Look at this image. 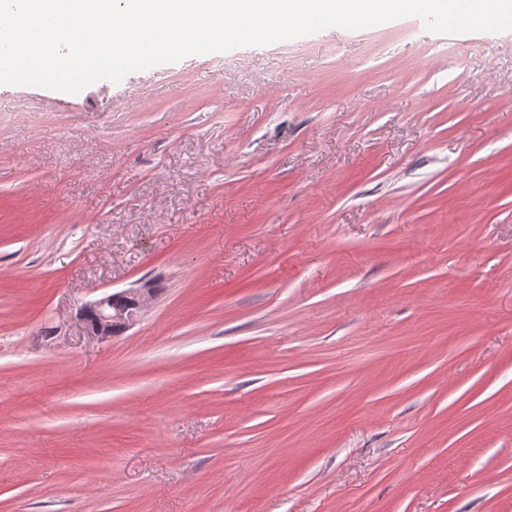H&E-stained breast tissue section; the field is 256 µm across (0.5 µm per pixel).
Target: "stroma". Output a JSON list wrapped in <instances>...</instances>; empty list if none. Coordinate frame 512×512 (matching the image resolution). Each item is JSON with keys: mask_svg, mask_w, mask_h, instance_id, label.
<instances>
[{"mask_svg": "<svg viewBox=\"0 0 512 512\" xmlns=\"http://www.w3.org/2000/svg\"><path fill=\"white\" fill-rule=\"evenodd\" d=\"M0 512H512V31L0 84ZM152 288L144 284L140 288L107 294L86 304L79 313L86 333L105 340L112 336L116 324H121L122 331L135 325L152 297Z\"/></svg>", "mask_w": 512, "mask_h": 512, "instance_id": "obj_1", "label": "stroma"}]
</instances>
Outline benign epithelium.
Wrapping results in <instances>:
<instances>
[{"mask_svg":"<svg viewBox=\"0 0 512 512\" xmlns=\"http://www.w3.org/2000/svg\"><path fill=\"white\" fill-rule=\"evenodd\" d=\"M152 294L148 284L107 294L81 308L79 319L87 334L105 340L112 336L115 325L124 330L135 325Z\"/></svg>","mask_w":512,"mask_h":512,"instance_id":"obj_1","label":"benign epithelium"}]
</instances>
